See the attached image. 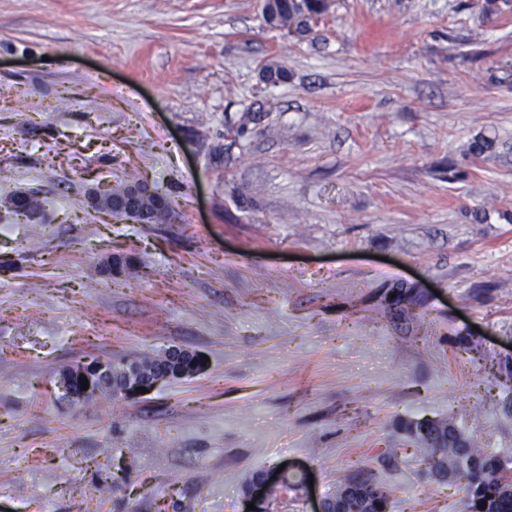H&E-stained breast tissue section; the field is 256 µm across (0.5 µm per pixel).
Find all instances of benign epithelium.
I'll list each match as a JSON object with an SVG mask.
<instances>
[{
	"instance_id": "benign-epithelium-1",
	"label": "benign epithelium",
	"mask_w": 512,
	"mask_h": 512,
	"mask_svg": "<svg viewBox=\"0 0 512 512\" xmlns=\"http://www.w3.org/2000/svg\"><path fill=\"white\" fill-rule=\"evenodd\" d=\"M152 195L154 190L146 182L139 181L130 185L121 198L108 197L105 189H93L89 192V199L92 207L96 209L105 210L114 217L143 224L148 212L141 208V204ZM200 370L201 363L195 355L181 349H172L159 360L152 374L143 371L141 364L136 362L124 363L122 370L117 373L112 362L96 360L63 372L60 375V386L72 399H89L103 390L110 391L114 396L132 398L140 395V392L136 391L138 387L150 391L161 382L193 375ZM83 377L89 382V389L86 391L82 390ZM287 476L288 471L284 469L278 473L266 472L252 480L246 492V501L254 504L253 512H269L273 499H288L285 487ZM351 492L353 488L350 487L337 496L336 512H371L367 502L382 494L383 490L371 485L367 490L359 492V507L352 509L346 506L347 497Z\"/></svg>"
}]
</instances>
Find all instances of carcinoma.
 Segmentation results:
<instances>
[{
  "instance_id": "carcinoma-1",
  "label": "carcinoma",
  "mask_w": 512,
  "mask_h": 512,
  "mask_svg": "<svg viewBox=\"0 0 512 512\" xmlns=\"http://www.w3.org/2000/svg\"><path fill=\"white\" fill-rule=\"evenodd\" d=\"M326 0H264L263 17L272 27L285 28L294 23L319 19L326 10ZM423 459H437L439 466L458 472L464 483L468 512H512V494L505 492L502 485L512 481V471L496 472L493 462L496 457L485 454L473 443L466 448L468 465H460L457 449L445 446L435 448L424 436H416Z\"/></svg>"
}]
</instances>
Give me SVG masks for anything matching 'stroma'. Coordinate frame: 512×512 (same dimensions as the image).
<instances>
[{
  "label": "stroma",
  "mask_w": 512,
  "mask_h": 512,
  "mask_svg": "<svg viewBox=\"0 0 512 512\" xmlns=\"http://www.w3.org/2000/svg\"><path fill=\"white\" fill-rule=\"evenodd\" d=\"M262 6L0 0V512H244L281 465L313 490L273 512L350 476L468 512L423 418L512 460V10L333 0L300 32ZM133 173L171 223L89 207ZM173 347L202 370L140 398L59 387Z\"/></svg>",
  "instance_id": "stroma-1"
}]
</instances>
